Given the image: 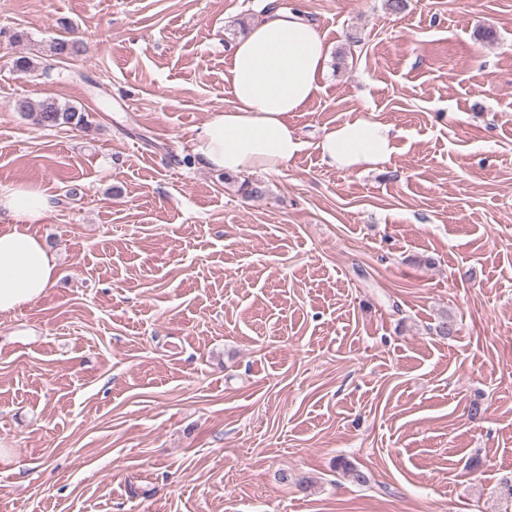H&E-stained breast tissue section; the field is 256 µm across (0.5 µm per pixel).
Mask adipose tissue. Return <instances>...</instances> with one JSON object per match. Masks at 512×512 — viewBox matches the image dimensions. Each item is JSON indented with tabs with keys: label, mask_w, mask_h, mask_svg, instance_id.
<instances>
[{
	"label": "adipose tissue",
	"mask_w": 512,
	"mask_h": 512,
	"mask_svg": "<svg viewBox=\"0 0 512 512\" xmlns=\"http://www.w3.org/2000/svg\"><path fill=\"white\" fill-rule=\"evenodd\" d=\"M328 47L316 25L296 6L276 7L236 43L227 82L234 105L216 113L195 136L194 153L208 167L228 173L280 172L303 147L288 115L317 94ZM397 134L390 124L360 115L325 130L318 143L329 168L364 172L389 161ZM52 210L35 183L0 188V313L38 301L57 275L54 255L30 224Z\"/></svg>",
	"instance_id": "1"
}]
</instances>
